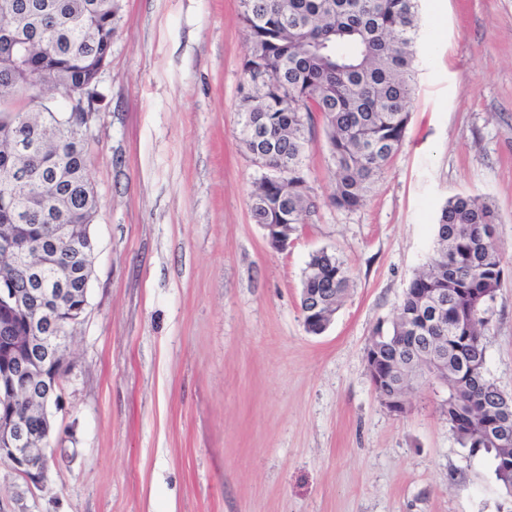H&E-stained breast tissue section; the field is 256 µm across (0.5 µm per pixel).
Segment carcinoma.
I'll return each instance as SVG.
<instances>
[{"label":"carcinoma","instance_id":"carcinoma-1","mask_svg":"<svg viewBox=\"0 0 512 512\" xmlns=\"http://www.w3.org/2000/svg\"><path fill=\"white\" fill-rule=\"evenodd\" d=\"M250 43L242 62L238 113L243 145L257 164L279 169L261 177L252 193L256 224L306 223L313 203L304 153L313 113L323 117L335 167L331 203L348 210L365 204L376 177L399 151L411 118L418 0H240ZM114 0H27L26 10L0 18L27 48L0 46V151L15 139L26 145L16 158L14 207L0 205V225L20 224L27 246L45 249L66 268L68 301H82L91 264L99 201L87 175L84 113L53 116L27 108V99L53 98L65 83L86 109L98 101L84 90L92 64L108 61L114 36ZM492 205L471 195L448 198L435 227L425 269L411 280L387 329L369 347L396 374L376 388L381 396L406 394L423 384L420 363L444 358L443 403L459 443L492 458L505 491L512 471L500 470L497 441L483 425L500 420L512 435V400L486 370L489 304L504 277ZM343 260L324 249L304 270L301 311L311 303L338 308L350 287Z\"/></svg>","mask_w":512,"mask_h":512}]
</instances>
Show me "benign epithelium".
Listing matches in <instances>:
<instances>
[{
    "mask_svg": "<svg viewBox=\"0 0 512 512\" xmlns=\"http://www.w3.org/2000/svg\"><path fill=\"white\" fill-rule=\"evenodd\" d=\"M262 228L272 248L288 247L284 225ZM0 252L12 254L14 265L29 272H44L49 266L30 263L20 239L13 235L0 234ZM86 307L85 302L73 307L45 304L40 318L32 322V294L17 288L12 276H0V459L8 460L31 487L43 486L56 450L44 446L16 402L25 400L47 420L51 410L60 407L69 346ZM22 321L28 325L25 335L15 332Z\"/></svg>",
    "mask_w": 512,
    "mask_h": 512,
    "instance_id": "benign-epithelium-1",
    "label": "benign epithelium"
}]
</instances>
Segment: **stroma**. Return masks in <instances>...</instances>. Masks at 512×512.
Masks as SVG:
<instances>
[{
    "mask_svg": "<svg viewBox=\"0 0 512 512\" xmlns=\"http://www.w3.org/2000/svg\"><path fill=\"white\" fill-rule=\"evenodd\" d=\"M84 129L99 199L88 306L42 488L0 464V512H512L431 388L390 413L365 351L427 261L448 197L492 202L505 276L486 367L512 395V0H420L411 119L367 202L331 204L322 116L314 213L286 251L251 218L264 175L239 135V0H116ZM352 284L306 332L302 274Z\"/></svg>",
    "mask_w": 512,
    "mask_h": 512,
    "instance_id": "stroma-1",
    "label": "stroma"
}]
</instances>
